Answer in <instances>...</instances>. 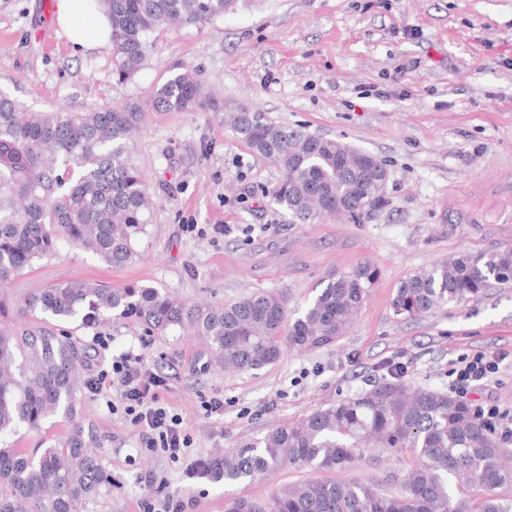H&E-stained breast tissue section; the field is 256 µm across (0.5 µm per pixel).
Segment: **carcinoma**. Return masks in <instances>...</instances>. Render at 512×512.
<instances>
[{
	"label": "carcinoma",
	"instance_id": "carcinoma-1",
	"mask_svg": "<svg viewBox=\"0 0 512 512\" xmlns=\"http://www.w3.org/2000/svg\"><path fill=\"white\" fill-rule=\"evenodd\" d=\"M112 26L114 71L126 80L142 66L146 36L167 24L191 25L234 12L250 0H102ZM204 85L191 69L153 88L156 111L200 105ZM142 113L136 107L31 112L0 96V285L52 255L65 241L113 267L130 263L155 201L128 144ZM237 138L281 171L276 205L303 221L316 210L355 217L380 200L388 176L379 158L299 127L275 125L239 106L227 114ZM376 270L360 265L329 280L292 318L270 291L222 305H189L150 286L112 288L76 280L39 288L24 299L31 314L58 322L134 315L163 334L189 326L204 339L202 355L227 370L275 363L284 348L339 338L363 303ZM512 281V249L461 253L400 283L397 315L414 319L479 296L491 281ZM85 365L68 336L17 331L0 301V437L52 418L71 422L56 445L32 452L0 448V512H85L112 486L92 451L95 440L74 423ZM372 388L269 430L258 442L212 459L215 483L233 484L284 466L322 473L346 468L367 451L412 454L390 489L374 482L307 479L267 500L234 498L225 512H470L454 499L453 480L479 495L477 512H512V451L466 403L439 391L409 390L397 368Z\"/></svg>",
	"mask_w": 512,
	"mask_h": 512
}]
</instances>
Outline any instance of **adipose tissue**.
Returning a JSON list of instances; mask_svg holds the SVG:
<instances>
[{"label":"adipose tissue","instance_id":"obj_1","mask_svg":"<svg viewBox=\"0 0 512 512\" xmlns=\"http://www.w3.org/2000/svg\"><path fill=\"white\" fill-rule=\"evenodd\" d=\"M56 23L82 49L111 46V26L102 6L86 0H57Z\"/></svg>","mask_w":512,"mask_h":512}]
</instances>
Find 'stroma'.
Here are the masks:
<instances>
[{
  "label": "stroma",
  "mask_w": 512,
  "mask_h": 512,
  "mask_svg": "<svg viewBox=\"0 0 512 512\" xmlns=\"http://www.w3.org/2000/svg\"><path fill=\"white\" fill-rule=\"evenodd\" d=\"M41 0H0V94L34 111L143 104L173 73L195 70L203 105L146 110L131 156L158 197L131 263L115 268L59 243L0 290L14 325L58 332L28 313L34 289L74 280L147 285L182 301L221 304L258 291L303 309L331 276L366 264L377 278L333 343L284 351L258 371L205 368L196 336L160 335L133 316L71 324L87 378L128 350L164 377V405L193 438L191 457L256 442L270 428L370 389L390 363L414 388L447 391L463 355L491 353L498 374L471 396L512 411V282L427 316L395 315L399 284L462 252L512 248V0H254L233 13L149 33L142 68L121 81L113 52L73 51ZM247 106L381 159V200L353 218L295 221L267 191L280 171L239 141L223 117ZM107 337L100 347L99 337ZM220 399L224 410L209 412ZM116 390L83 389L77 419L100 445L112 487L89 512H224L230 497H269L312 477L284 467L224 485L185 476V462L146 447ZM407 458L365 454L349 478L390 483Z\"/></svg>",
  "instance_id": "stroma-1"
}]
</instances>
